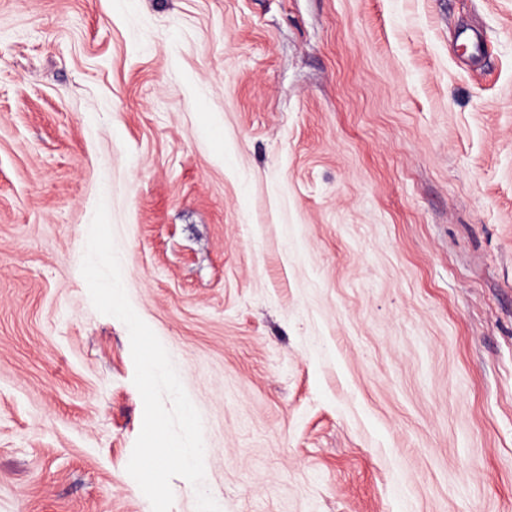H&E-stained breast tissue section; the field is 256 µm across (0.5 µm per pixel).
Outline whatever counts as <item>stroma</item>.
Wrapping results in <instances>:
<instances>
[{"mask_svg":"<svg viewBox=\"0 0 512 512\" xmlns=\"http://www.w3.org/2000/svg\"><path fill=\"white\" fill-rule=\"evenodd\" d=\"M101 200L224 512H512V0H0V512H152Z\"/></svg>","mask_w":512,"mask_h":512,"instance_id":"stroma-1","label":"stroma"}]
</instances>
